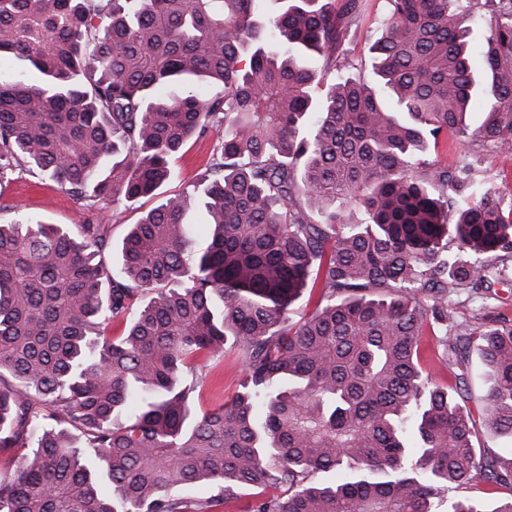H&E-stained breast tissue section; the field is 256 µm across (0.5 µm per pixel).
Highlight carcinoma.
Returning <instances> with one entry per match:
<instances>
[{
  "mask_svg": "<svg viewBox=\"0 0 512 512\" xmlns=\"http://www.w3.org/2000/svg\"><path fill=\"white\" fill-rule=\"evenodd\" d=\"M264 2L0 0V60L41 74L0 71V182L29 164L135 203L192 137L221 139L203 248L185 190L132 225L116 275L100 224H0V512H224L243 487L245 512H512L447 497L512 483L477 455L466 379L474 342L488 427L512 442V323L439 339L451 393L418 366L448 295L512 262V197L481 156L512 157V0H386L370 81L336 58L365 0H279L261 25ZM450 133L479 149L427 162ZM231 350L238 391L197 409L200 362Z\"/></svg>",
  "mask_w": 512,
  "mask_h": 512,
  "instance_id": "obj_1",
  "label": "carcinoma"
}]
</instances>
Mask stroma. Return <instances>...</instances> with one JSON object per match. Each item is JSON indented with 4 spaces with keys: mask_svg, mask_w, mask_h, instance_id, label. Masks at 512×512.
Wrapping results in <instances>:
<instances>
[{
    "mask_svg": "<svg viewBox=\"0 0 512 512\" xmlns=\"http://www.w3.org/2000/svg\"><path fill=\"white\" fill-rule=\"evenodd\" d=\"M385 0H367L365 11L344 41L348 59L362 75H369L368 46L378 37L386 15ZM219 148L216 134L210 133L192 139L175 162L177 177L170 188L180 191L197 181ZM156 199L144 198L133 206L90 204L77 199L39 171L20 168L0 183V224H10L28 215L48 224H103L109 227L113 253L106 258L112 269H119L117 253L131 224L137 223L143 213L155 207ZM512 322V287L494 285L493 288L474 291L459 290L448 299V326L461 333H469L492 321ZM204 379L195 394L196 403L205 409L219 406L231 398L244 375V366L237 352H228L224 358L206 362L201 369ZM483 380L478 374L469 378V402L474 422L473 443L488 461H506L512 456V444L490 431L482 401Z\"/></svg>",
    "mask_w": 512,
    "mask_h": 512,
    "instance_id": "1",
    "label": "stroma"
}]
</instances>
